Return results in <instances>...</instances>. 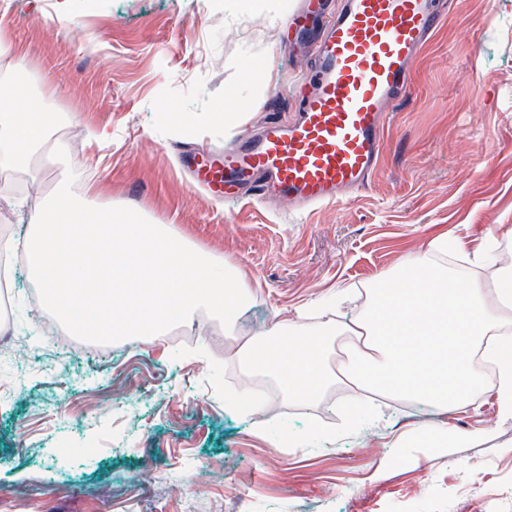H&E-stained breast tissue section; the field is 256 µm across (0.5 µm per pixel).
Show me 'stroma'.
Listing matches in <instances>:
<instances>
[{"mask_svg": "<svg viewBox=\"0 0 512 512\" xmlns=\"http://www.w3.org/2000/svg\"><path fill=\"white\" fill-rule=\"evenodd\" d=\"M0 0V36L38 98L60 113L68 164L38 160L39 183L0 190V233L26 236L37 203L74 171V192L170 225L236 264L254 292L237 333L207 314L193 338H69L33 348L46 316L19 278L0 359V512H512V420L492 391L466 412L379 395V417L346 430L335 390L248 414L224 395L250 339L356 317L320 308L446 236L474 249L512 225V0H447L406 100L388 106L378 172L354 199L300 211L275 196L218 204L186 183L177 147L234 146L270 112L291 118L314 31L288 28L302 0ZM238 132L228 136L217 113ZM227 119V120H228ZM297 436L284 450L274 424ZM447 424V447L397 440Z\"/></svg>", "mask_w": 512, "mask_h": 512, "instance_id": "1", "label": "stroma"}]
</instances>
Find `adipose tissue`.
Listing matches in <instances>:
<instances>
[{"label":"adipose tissue","instance_id":"1","mask_svg":"<svg viewBox=\"0 0 512 512\" xmlns=\"http://www.w3.org/2000/svg\"><path fill=\"white\" fill-rule=\"evenodd\" d=\"M459 248L441 236L403 257L350 321L250 340L242 375L268 373L298 402L339 386L342 410L360 419L368 393L463 409L490 384L500 416L512 420V228L480 243L469 265L449 261Z\"/></svg>","mask_w":512,"mask_h":512}]
</instances>
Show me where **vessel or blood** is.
<instances>
[{
  "label": "vessel or blood",
  "instance_id": "vessel-or-blood-1",
  "mask_svg": "<svg viewBox=\"0 0 512 512\" xmlns=\"http://www.w3.org/2000/svg\"><path fill=\"white\" fill-rule=\"evenodd\" d=\"M444 0H347L323 26L308 91L290 122L271 113L262 136L189 151L188 171L214 198L275 192L306 210L365 188L383 151L386 108L405 99L412 67Z\"/></svg>",
  "mask_w": 512,
  "mask_h": 512
}]
</instances>
